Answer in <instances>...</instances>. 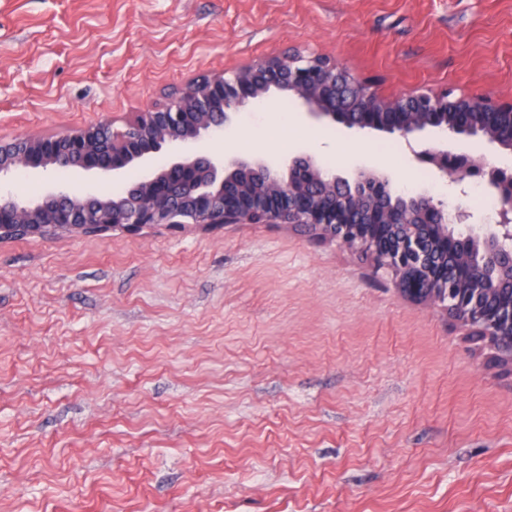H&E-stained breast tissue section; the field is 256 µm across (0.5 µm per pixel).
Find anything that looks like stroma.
<instances>
[{
	"instance_id": "stroma-1",
	"label": "stroma",
	"mask_w": 512,
	"mask_h": 512,
	"mask_svg": "<svg viewBox=\"0 0 512 512\" xmlns=\"http://www.w3.org/2000/svg\"><path fill=\"white\" fill-rule=\"evenodd\" d=\"M291 51L370 90L512 100V0H0V139L123 122ZM244 111L211 149L422 178L401 141ZM111 178L20 171L33 203ZM0 512H512V369L344 245L285 224L0 242Z\"/></svg>"
}]
</instances>
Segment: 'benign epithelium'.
<instances>
[{
	"label": "benign epithelium",
	"mask_w": 512,
	"mask_h": 512,
	"mask_svg": "<svg viewBox=\"0 0 512 512\" xmlns=\"http://www.w3.org/2000/svg\"><path fill=\"white\" fill-rule=\"evenodd\" d=\"M274 92L293 94L313 120L332 119L349 129H372L410 141L437 132L416 159L457 183L479 180L499 199L493 229L472 248L465 240L460 265L474 295L470 311L443 309L469 333L485 341L502 365L512 366V303L483 307L478 298L497 291L498 273L512 268V172L474 156L456 142L485 139L512 150V138L498 135L512 122V101L478 94L408 91L392 98L371 92L347 69L322 57L296 52L243 66L231 76L203 75L164 104L136 112L123 126L105 119L59 134H18L0 140V180L22 169L72 175L103 173L122 179L133 167L140 180L112 196L51 192L33 204L0 194V231L9 225L27 237H41L39 224H54L85 236L120 230L137 235L146 228L178 230L188 224L219 229L230 224H295L318 239L359 251L391 275L405 293L441 304L448 270L423 225L479 224L474 212L422 193L409 194L384 175L362 170L354 178L330 175L306 153L279 167L261 159L226 157L207 149L210 138L234 117ZM166 149L179 156L155 169Z\"/></svg>",
	"instance_id": "1"
}]
</instances>
